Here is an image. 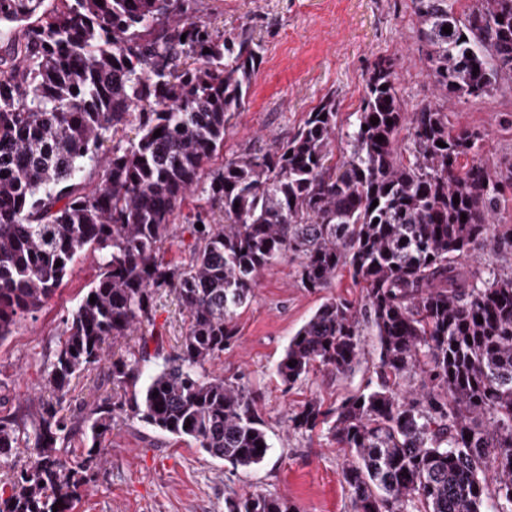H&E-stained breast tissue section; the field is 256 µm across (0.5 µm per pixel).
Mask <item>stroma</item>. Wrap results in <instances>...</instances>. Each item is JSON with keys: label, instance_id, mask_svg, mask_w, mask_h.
Instances as JSON below:
<instances>
[{"label": "stroma", "instance_id": "1", "mask_svg": "<svg viewBox=\"0 0 512 512\" xmlns=\"http://www.w3.org/2000/svg\"><path fill=\"white\" fill-rule=\"evenodd\" d=\"M198 17L221 32L250 27L264 47L243 111L231 118L224 157L246 147L285 139L308 112L335 97L339 132L364 94L374 62L395 59L398 89L406 108L435 101L434 82L420 58L411 0H200ZM449 120L479 129L484 139L478 158L492 164L512 153V98L491 96L455 104ZM99 258L86 253L76 261L56 295L38 312L21 318L0 343V416L25 408L43 396V376L57 348L63 320L78 305L98 272ZM364 295L349 270H340L330 288H303L297 263L285 259L262 272L250 302L239 309L237 336L207 371L238 377L259 396L271 449L260 465L232 470L193 442L178 441L141 421L118 422L104 441V457L81 489L75 512H224L226 497L264 493L291 502L297 512H350V493L341 478L345 454L327 430L296 433L286 419L312 397L339 403L372 377L377 339L364 330L362 354L344 376L320 372L286 388L274 370L289 339L327 297L361 302ZM186 315L174 293L160 289L153 321L143 326L159 357L142 363L150 375L163 356L175 353L186 330ZM141 335L108 347L102 362L73 379L63 413L110 394L113 359L138 350Z\"/></svg>", "mask_w": 512, "mask_h": 512}]
</instances>
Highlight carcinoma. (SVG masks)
Listing matches in <instances>:
<instances>
[{"label": "carcinoma", "mask_w": 512, "mask_h": 512, "mask_svg": "<svg viewBox=\"0 0 512 512\" xmlns=\"http://www.w3.org/2000/svg\"><path fill=\"white\" fill-rule=\"evenodd\" d=\"M411 4L437 103L407 111L394 60L380 58L340 158L329 98L288 139L208 170L263 62L248 29L213 32L198 0H0V21L23 24V39L9 41L19 64L0 69V342L82 253L101 256L44 376L55 402L0 418V456L28 422L35 454L0 512H74L119 420L188 438L234 469L261 463L271 444L256 396L205 365L234 341L258 275L289 256L311 291L345 268L364 284L358 305L326 299L275 367L290 388L316 368L345 375L363 328L377 337V382L288 417L297 432L327 428L349 452L352 512H486L489 502L512 512V274L462 264L491 239L512 246V224L495 223L512 156L469 161L482 134L448 119L454 102L512 96V0ZM193 189L205 205L184 215ZM179 218L193 238L186 265L161 256ZM160 288L187 316L178 351L129 397L148 355L142 338L139 357L112 360V395L68 421L59 406L73 377L152 322ZM78 435L82 453H62ZM224 512L296 509L250 493L224 499Z\"/></svg>", "instance_id": "cac0c4a2"}]
</instances>
